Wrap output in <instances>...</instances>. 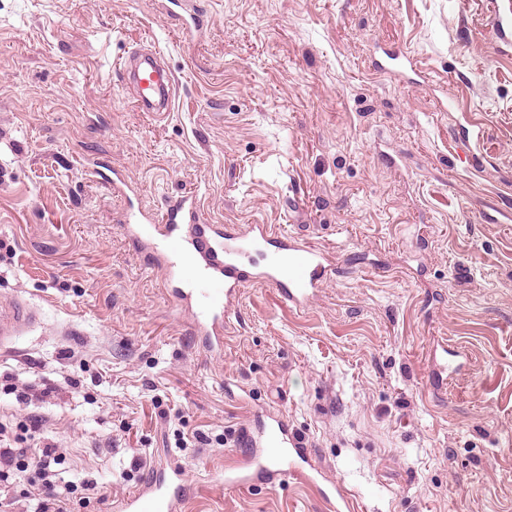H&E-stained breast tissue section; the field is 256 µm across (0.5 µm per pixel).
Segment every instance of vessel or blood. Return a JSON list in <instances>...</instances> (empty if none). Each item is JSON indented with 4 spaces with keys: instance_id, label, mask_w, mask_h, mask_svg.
I'll return each instance as SVG.
<instances>
[{
    "instance_id": "b4317fda",
    "label": "vessel or blood",
    "mask_w": 512,
    "mask_h": 512,
    "mask_svg": "<svg viewBox=\"0 0 512 512\" xmlns=\"http://www.w3.org/2000/svg\"><path fill=\"white\" fill-rule=\"evenodd\" d=\"M144 111H169L174 96L172 74L154 53L132 52L123 66ZM126 236L156 258L181 288L173 297L187 315L199 346L212 356L224 352L231 328L229 306L246 284L260 281L277 288L286 302L311 307L330 278V264L321 249L299 234L282 235L266 224L243 227L201 223L195 195L169 198L162 216L131 208L123 212ZM35 313L15 303L0 304V345L33 324ZM464 351L450 349L448 357L433 358L432 371L441 382L453 379L462 366ZM250 464L278 480L291 472L294 458L308 456L288 433L287 422L271 417L246 428ZM186 497L183 469H156L149 481L121 500L123 512H178Z\"/></svg>"
}]
</instances>
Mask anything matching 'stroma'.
<instances>
[{
  "label": "stroma",
  "instance_id": "35a3bbf8",
  "mask_svg": "<svg viewBox=\"0 0 512 512\" xmlns=\"http://www.w3.org/2000/svg\"><path fill=\"white\" fill-rule=\"evenodd\" d=\"M0 0V298L37 323L0 347V447L51 444L68 512H121L180 463L182 512H334L305 477L227 484V431L273 412L353 512H512V29L506 0ZM155 49L168 112L120 71ZM412 56L427 82L379 73ZM121 171L161 211L305 225L335 267L306 311L251 284L224 354L123 233ZM468 360L435 390L440 341ZM28 394L29 403L19 400Z\"/></svg>",
  "mask_w": 512,
  "mask_h": 512
}]
</instances>
